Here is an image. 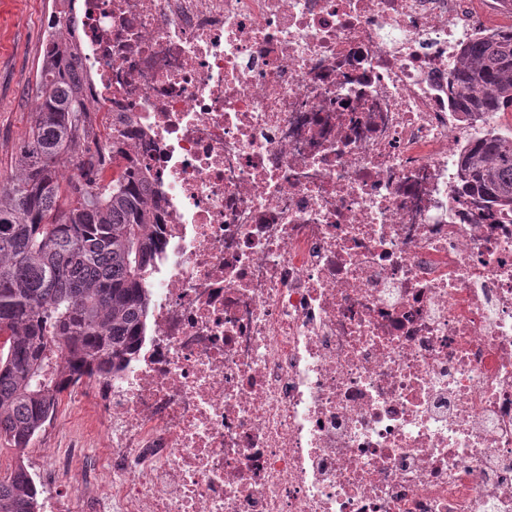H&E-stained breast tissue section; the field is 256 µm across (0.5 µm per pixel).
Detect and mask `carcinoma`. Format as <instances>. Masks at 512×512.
<instances>
[{
    "label": "carcinoma",
    "mask_w": 512,
    "mask_h": 512,
    "mask_svg": "<svg viewBox=\"0 0 512 512\" xmlns=\"http://www.w3.org/2000/svg\"><path fill=\"white\" fill-rule=\"evenodd\" d=\"M75 51L64 35L44 47L33 124L0 188V437L15 448L54 421L65 393L126 368L154 307L159 215L133 131L112 129L109 182L62 193L60 168L100 164L85 148L95 108ZM448 94L469 120L512 112L511 29L461 49ZM457 167L476 205L512 213V133L486 131L460 150ZM38 496L23 464L0 478V512H38Z\"/></svg>",
    "instance_id": "obj_1"
}]
</instances>
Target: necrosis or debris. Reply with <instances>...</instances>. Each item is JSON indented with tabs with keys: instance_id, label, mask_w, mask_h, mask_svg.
Listing matches in <instances>:
<instances>
[{
	"instance_id": "1",
	"label": "necrosis or debris",
	"mask_w": 512,
	"mask_h": 512,
	"mask_svg": "<svg viewBox=\"0 0 512 512\" xmlns=\"http://www.w3.org/2000/svg\"><path fill=\"white\" fill-rule=\"evenodd\" d=\"M159 196L148 339L43 512H512V216L459 49L512 0H54ZM80 493L60 497L71 474ZM458 180L476 206L512 213V133L487 130L463 147L457 158Z\"/></svg>"
}]
</instances>
